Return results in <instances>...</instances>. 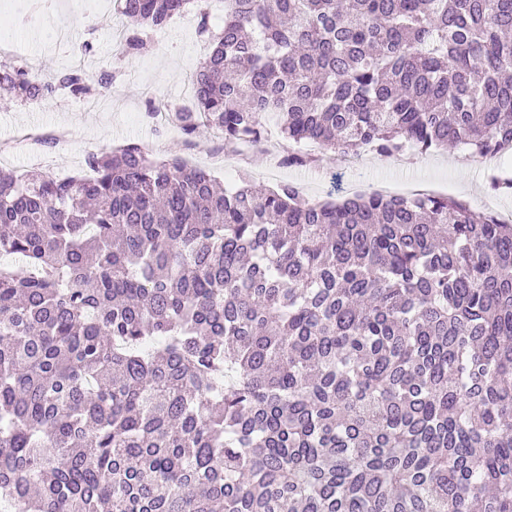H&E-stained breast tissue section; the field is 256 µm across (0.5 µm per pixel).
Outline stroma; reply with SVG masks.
Instances as JSON below:
<instances>
[{"label":"stroma","mask_w":512,"mask_h":512,"mask_svg":"<svg viewBox=\"0 0 512 512\" xmlns=\"http://www.w3.org/2000/svg\"><path fill=\"white\" fill-rule=\"evenodd\" d=\"M57 9L69 31L68 39L60 42L49 40L34 25H20L21 14L12 0H0V35H13V60L41 76L79 68L97 85L84 99L64 93L54 100L33 104L0 93V169L22 173L40 168L62 178L83 171L87 152L135 143L155 157H183L219 177L223 185L235 183L236 173L225 170L220 136L206 131L189 143L179 129L166 125L164 117L149 113L153 100L171 105L192 101L191 75L211 50L197 32L195 16L172 19L156 32L150 52L124 55L114 39L122 21L113 7L89 14L78 0H57ZM86 44L91 45L92 52L85 57L81 48ZM115 70L120 73L115 82L100 84L101 75ZM62 125L72 128L73 137L49 144L34 156L13 155L3 149L5 143L22 135ZM243 170L263 174L264 185L270 187L311 179L327 191L347 183L369 185L383 178H410L423 188L445 183L449 195L468 200L477 208L482 205L478 186L487 180L483 162L459 165L449 149L416 156L409 167L394 156L369 152L345 163L329 152L318 166L281 168L273 157L254 153Z\"/></svg>","instance_id":"1"}]
</instances>
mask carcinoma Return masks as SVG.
<instances>
[{
    "mask_svg": "<svg viewBox=\"0 0 512 512\" xmlns=\"http://www.w3.org/2000/svg\"><path fill=\"white\" fill-rule=\"evenodd\" d=\"M126 52L201 0H116ZM189 141L512 153V0H224ZM24 102L90 93L0 62ZM0 171V505L512 512V222L221 188L136 144Z\"/></svg>",
    "mask_w": 512,
    "mask_h": 512,
    "instance_id": "obj_1",
    "label": "carcinoma"
}]
</instances>
